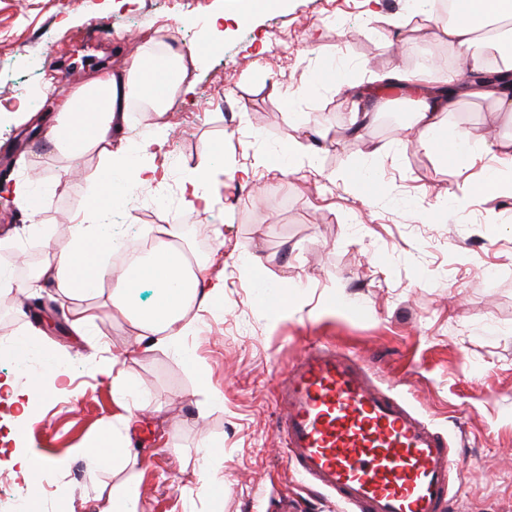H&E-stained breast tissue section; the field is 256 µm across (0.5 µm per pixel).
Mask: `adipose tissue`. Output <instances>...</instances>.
<instances>
[{
  "label": "adipose tissue",
  "instance_id": "ef3b65f1",
  "mask_svg": "<svg viewBox=\"0 0 512 512\" xmlns=\"http://www.w3.org/2000/svg\"><path fill=\"white\" fill-rule=\"evenodd\" d=\"M449 46L455 47L467 70L484 67L489 55H498L503 71L512 73V0H466L465 9L443 27ZM199 52L162 42L158 30L146 28L140 56L126 67L93 75L70 93L50 129L55 151L72 160L98 153L103 164L91 185V204L72 217L69 239L55 243L52 258L37 277L17 278L9 264L0 265V294H26L39 283L56 288L62 301H81L101 297V304L73 313L71 326L83 333L85 326L108 311L125 316L138 331L136 344L149 350L159 345L176 347L188 335L192 322L184 309L192 305L208 308L213 299L223 296L221 283L210 282L207 264L189 267L180 246L178 225L149 224L145 233L154 242L149 261L134 269L115 268L101 258L100 244L105 239V215L96 201L115 179L138 185L163 184L168 176L158 166L157 157L166 144L165 116L177 99L191 92ZM440 78L422 68L408 78L407 87L417 93L414 126L420 128L421 146L430 152L448 153L453 162H474L481 146L471 142L463 131L448 133L447 118L466 99L486 103L489 111L512 114V93L505 90H464L456 95L427 93L428 85ZM147 102L157 121L152 134L135 138L130 134V105L134 99ZM217 186L210 164L199 160L195 172L181 186L189 212L201 214L213 205ZM150 283L155 299L140 306L134 294L142 283Z\"/></svg>",
  "mask_w": 512,
  "mask_h": 512
}]
</instances>
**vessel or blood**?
Returning a JSON list of instances; mask_svg holds the SVG:
<instances>
[{
	"label": "vessel or blood",
	"instance_id": "obj_1",
	"mask_svg": "<svg viewBox=\"0 0 512 512\" xmlns=\"http://www.w3.org/2000/svg\"><path fill=\"white\" fill-rule=\"evenodd\" d=\"M274 399L288 463L351 512H441L454 472L447 441L348 355L306 349Z\"/></svg>",
	"mask_w": 512,
	"mask_h": 512
}]
</instances>
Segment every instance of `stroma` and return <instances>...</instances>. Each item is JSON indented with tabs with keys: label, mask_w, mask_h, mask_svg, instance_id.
Wrapping results in <instances>:
<instances>
[{
	"label": "stroma",
	"mask_w": 512,
	"mask_h": 512,
	"mask_svg": "<svg viewBox=\"0 0 512 512\" xmlns=\"http://www.w3.org/2000/svg\"><path fill=\"white\" fill-rule=\"evenodd\" d=\"M419 0H0V188L40 173L37 234L27 215L0 200V236L23 251L65 240L69 218L89 202L91 154L79 166L46 154L41 135L19 124L26 104L49 117L100 67L138 52V30L170 28L202 52L191 94L173 107L164 149L165 184L124 185L108 218L110 257L139 244L148 224H202L219 251L224 296L195 312L186 354L167 347L129 352L136 331L102 316L78 336L70 313L45 288L28 308L0 316V381L26 389L67 374L58 390L34 393L26 434L0 451V496L38 493L39 512H105L123 474H85L79 448L116 438L138 455L139 512H348L286 461L273 391L313 343L363 361L435 431L457 460L451 512H512V192L467 196L483 163L455 167L420 148L409 91L387 101L360 136L355 104L322 79L347 85L382 74L460 66L440 39L442 22ZM399 27H390L388 18ZM52 95H43L44 85ZM329 138L310 140L308 128ZM449 130L476 141L512 138V116L466 102ZM298 140L310 164L282 151ZM386 147L383 154L373 144ZM208 155L219 192L208 213L188 214L182 182ZM279 172H272V164ZM361 171L379 191L365 196L345 177ZM273 286L271 304L254 298ZM343 307H336L335 299ZM58 318L62 330L39 326ZM117 357L130 397L146 404L130 424L111 385L95 373ZM52 462L27 483L17 451ZM224 493L213 498L211 483Z\"/></svg>",
	"instance_id": "obj_1"
}]
</instances>
